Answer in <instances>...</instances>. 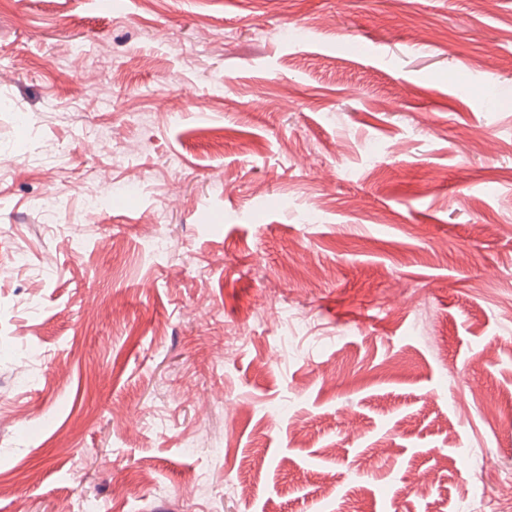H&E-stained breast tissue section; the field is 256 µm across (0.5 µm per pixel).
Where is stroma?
I'll return each instance as SVG.
<instances>
[{
  "mask_svg": "<svg viewBox=\"0 0 512 512\" xmlns=\"http://www.w3.org/2000/svg\"><path fill=\"white\" fill-rule=\"evenodd\" d=\"M508 225L512 0H0V512H512Z\"/></svg>",
  "mask_w": 512,
  "mask_h": 512,
  "instance_id": "stroma-1",
  "label": "stroma"
}]
</instances>
